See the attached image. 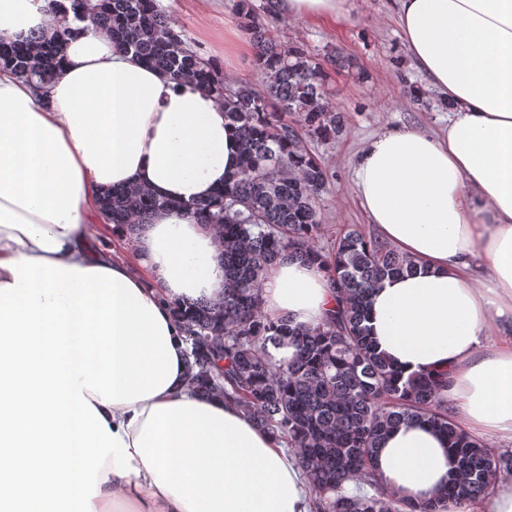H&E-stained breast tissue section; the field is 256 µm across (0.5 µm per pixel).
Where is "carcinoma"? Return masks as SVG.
Here are the masks:
<instances>
[{"label":"carcinoma","instance_id":"1","mask_svg":"<svg viewBox=\"0 0 512 512\" xmlns=\"http://www.w3.org/2000/svg\"><path fill=\"white\" fill-rule=\"evenodd\" d=\"M63 16L51 36L0 37V68L47 88L58 74V49L91 19L121 46L173 80L215 92L225 118L238 130V169L208 201L187 206L213 226L224 251V299L218 305L177 307L190 343L189 382L202 396L220 392L239 403L262 428L292 448L308 477L311 512H441L387 499L377 488L371 459L393 428L424 421L448 437L457 458L444 499L464 510L488 495L498 475L512 473V451H495L456 429L448 416L444 373L406 375L378 350L365 322L370 293L415 264L360 231H349L326 256L315 249L320 234L316 201L329 183L308 142L334 139L344 113L329 98V72L309 48L283 44L258 19L251 0L238 15L251 35L262 88L226 83L224 73L176 32L157 0H51ZM177 206L144 186L112 188L100 197L107 223L131 230L157 210ZM322 258L339 303L336 314L301 329L271 320L261 308L264 270L283 255ZM288 341L294 356L272 361L268 345ZM374 493L351 495L345 482Z\"/></svg>","mask_w":512,"mask_h":512}]
</instances>
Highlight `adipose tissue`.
<instances>
[{
	"mask_svg": "<svg viewBox=\"0 0 512 512\" xmlns=\"http://www.w3.org/2000/svg\"><path fill=\"white\" fill-rule=\"evenodd\" d=\"M405 43L452 103L447 129L370 139L355 170L376 236L417 271L367 325L406 373L447 371L472 439L512 443V0H396ZM48 0H0V37L50 34ZM48 92L0 69V512H309L293 452L233 400L190 385L177 304L220 303L224 255L188 204L239 161L222 101L89 30ZM175 200L139 226L136 263L101 247L99 196ZM267 317L336 308L320 262L265 270ZM380 489L434 500L456 469L427 424L380 443Z\"/></svg>",
	"mask_w": 512,
	"mask_h": 512,
	"instance_id": "1",
	"label": "adipose tissue"
}]
</instances>
